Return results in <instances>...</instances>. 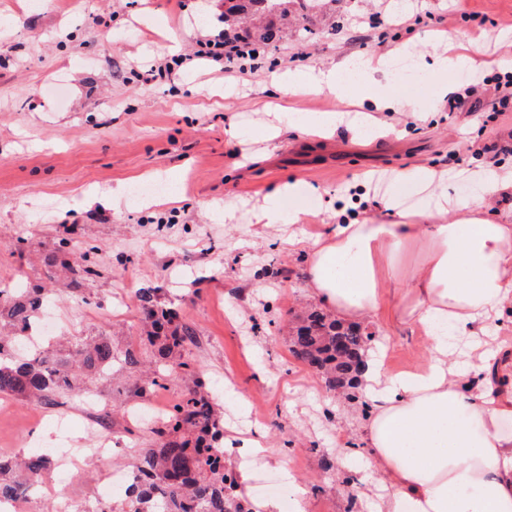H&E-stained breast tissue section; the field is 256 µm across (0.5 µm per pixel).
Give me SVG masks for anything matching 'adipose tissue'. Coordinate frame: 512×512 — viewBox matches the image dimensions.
Masks as SVG:
<instances>
[{"label":"adipose tissue","instance_id":"adipose-tissue-1","mask_svg":"<svg viewBox=\"0 0 512 512\" xmlns=\"http://www.w3.org/2000/svg\"><path fill=\"white\" fill-rule=\"evenodd\" d=\"M388 56L356 59L358 80L347 88V64L298 76L282 74L285 93L310 89L369 106L358 113L360 132L377 134L381 113L423 122L409 97L384 91ZM402 183L430 194L414 210L385 199L387 218L369 216L336 225L309 243L306 287L342 321L391 311L421 329L427 357L415 369L386 373L375 349L365 352L359 385L368 401L361 430L369 469L381 491L371 512H512V400L495 396V364L503 352L488 335L512 323V224L497 223L493 198L512 192V175L483 180L475 199L448 218L447 192L432 193L434 167L403 168ZM288 182L253 211L255 224H301L308 214L283 213L280 200L295 193ZM396 294L395 307L386 297Z\"/></svg>","mask_w":512,"mask_h":512}]
</instances>
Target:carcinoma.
Here are the masks:
<instances>
[{
  "mask_svg": "<svg viewBox=\"0 0 512 512\" xmlns=\"http://www.w3.org/2000/svg\"><path fill=\"white\" fill-rule=\"evenodd\" d=\"M264 2L224 0V17L249 15L260 22L270 16ZM44 300L38 289L19 297L0 291V321H7L9 327V335H0V394L39 401L55 393L80 391L86 376H105L116 363L141 364L135 351L117 352L105 337L79 340L64 356L43 350L26 332L35 324ZM139 302L153 358L159 364V380L178 372L185 379L193 377L194 367L185 355L194 343L195 329L179 320L177 309L161 304L149 291L139 293ZM290 336L292 356L323 374L330 389L349 394L356 388V372L372 334L311 309L292 327ZM159 380L152 385H159ZM156 434V445L136 453L125 512H253L236 493L238 474L221 460L224 427L200 384L181 394ZM49 463L50 458L42 455L0 456V498L38 481Z\"/></svg>",
  "mask_w": 512,
  "mask_h": 512,
  "instance_id": "obj_1",
  "label": "carcinoma"
}]
</instances>
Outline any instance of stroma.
<instances>
[{
    "mask_svg": "<svg viewBox=\"0 0 512 512\" xmlns=\"http://www.w3.org/2000/svg\"><path fill=\"white\" fill-rule=\"evenodd\" d=\"M0 0V289L41 288L52 300L60 344L107 337L113 349L150 354L141 331L138 293L155 289L196 330L188 358L203 389L218 400L225 430L262 436L306 490V512H368L367 477L342 446L360 447L351 423L364 410L330 390L324 377L289 351L292 326L316 305L305 286L308 254L288 245L289 233L327 232L344 209L355 217L383 216L382 201L403 208L422 201L419 188L398 172L413 164L448 173L451 202L481 192L489 173L512 171V153L487 145L512 140V108L485 75L498 72L512 50V0H324L321 10L282 26L267 65L222 74L179 69L175 77L145 82L142 73L172 52L223 28L224 0ZM317 32L305 39L304 30ZM482 68L431 74L418 70L398 86L431 112L429 124H401L377 137L357 136L351 123L331 138L288 129L264 156L265 117L258 100L278 98L275 75L329 68L352 56L381 55L404 46V59L439 51L433 34ZM480 88L478 111L436 105L440 83ZM237 95L225 99V86ZM236 124L239 137L227 128ZM315 193L284 196L283 211L303 208L307 223L290 227L251 223L255 207L288 180ZM144 181L165 183L150 199L133 196ZM121 196H113V189ZM93 195L94 205L83 206ZM232 204L225 220L221 204ZM76 249L62 252L60 239ZM91 246L94 275L67 268ZM385 349L386 371L416 366L424 355L420 330L362 319ZM155 372L114 365L87 379L81 394L42 402L0 395V453L27 454L60 444L48 421L62 415L73 445L89 447L86 399L107 407L117 448L111 464L84 456L79 474L42 483L62 495L94 502L107 466L126 467L128 446L154 444L150 426L131 409L148 399ZM332 468H325V459Z\"/></svg>",
    "mask_w": 512,
    "mask_h": 512,
    "instance_id": "35a3bbf8",
    "label": "stroma"
}]
</instances>
